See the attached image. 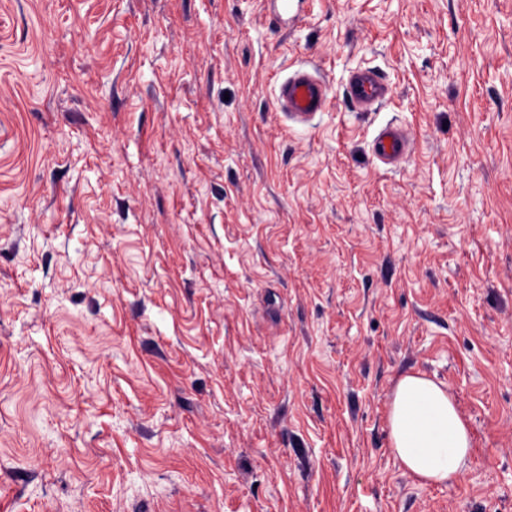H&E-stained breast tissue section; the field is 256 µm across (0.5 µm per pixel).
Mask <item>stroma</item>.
I'll return each instance as SVG.
<instances>
[{
    "mask_svg": "<svg viewBox=\"0 0 512 512\" xmlns=\"http://www.w3.org/2000/svg\"><path fill=\"white\" fill-rule=\"evenodd\" d=\"M0 512H512V0H0ZM279 6H274V13L272 14V18L279 25L281 29L288 30L290 26H293L294 23L299 20L301 15L302 5L306 2V0H280ZM288 2H298L296 13L288 18L289 13H293L295 9V5L293 3ZM386 93L387 86L383 78L370 68L354 72L345 87L349 102L363 111H369L372 106L382 104ZM328 94L329 84L321 75L300 70L280 84L276 100L289 120L306 123L325 111ZM411 144L409 133L399 127L389 126L382 130L374 140V155L385 163L402 158ZM388 427L393 454L418 479L442 483L462 473L472 439L454 402L434 381L403 375L391 397Z\"/></svg>",
    "mask_w": 512,
    "mask_h": 512,
    "instance_id": "obj_1",
    "label": "stroma"
}]
</instances>
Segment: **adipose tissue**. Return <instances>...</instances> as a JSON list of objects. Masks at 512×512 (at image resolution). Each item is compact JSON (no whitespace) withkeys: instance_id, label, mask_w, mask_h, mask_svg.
Wrapping results in <instances>:
<instances>
[{"instance_id":"1","label":"adipose tissue","mask_w":512,"mask_h":512,"mask_svg":"<svg viewBox=\"0 0 512 512\" xmlns=\"http://www.w3.org/2000/svg\"><path fill=\"white\" fill-rule=\"evenodd\" d=\"M388 427L393 454L418 479L442 483L462 473L472 439L454 402L434 381L403 375L391 397Z\"/></svg>"}]
</instances>
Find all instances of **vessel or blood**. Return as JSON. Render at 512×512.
<instances>
[{"label": "vessel or blood", "mask_w": 512, "mask_h": 512, "mask_svg": "<svg viewBox=\"0 0 512 512\" xmlns=\"http://www.w3.org/2000/svg\"><path fill=\"white\" fill-rule=\"evenodd\" d=\"M386 93L387 86L381 75L369 68L354 72L345 87L349 102L364 111L382 104ZM328 94L329 85L321 75L300 70L280 84L277 103L289 120L306 123L325 111ZM410 144L406 130L389 126L376 136L373 152L379 160L390 163L402 158Z\"/></svg>", "instance_id": "1"}]
</instances>
